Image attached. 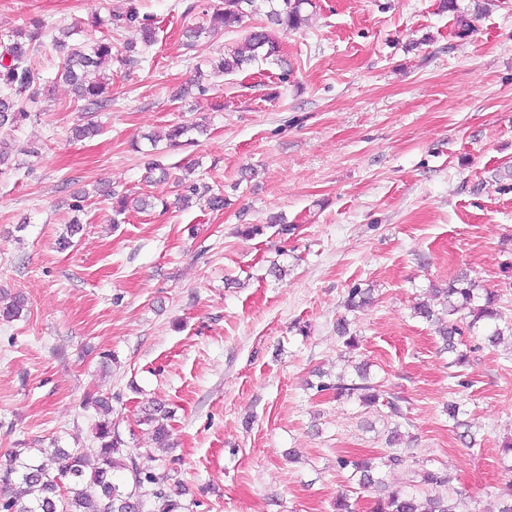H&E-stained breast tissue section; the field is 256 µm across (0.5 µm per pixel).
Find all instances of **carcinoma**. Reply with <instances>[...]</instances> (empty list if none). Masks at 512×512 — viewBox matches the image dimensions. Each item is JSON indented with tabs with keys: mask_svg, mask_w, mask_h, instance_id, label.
<instances>
[{
	"mask_svg": "<svg viewBox=\"0 0 512 512\" xmlns=\"http://www.w3.org/2000/svg\"><path fill=\"white\" fill-rule=\"evenodd\" d=\"M256 0H224V9L217 12L214 21L220 27L238 28L250 14L255 12ZM280 9L273 8L268 21L287 29H298L307 21L303 7L311 0H282ZM139 15L131 5L125 12L128 27L135 29L136 38L125 43L132 51L137 43L149 46L154 42L153 31L138 22ZM45 33L36 27L27 34L26 40H14L8 48L11 62L0 67V131L20 127L30 118L26 106L19 96L27 92L34 99L43 90L45 79L28 66L35 48L43 43ZM53 45L65 53L61 76L74 86L78 97L85 101L87 114L102 111L112 106V97L106 95L105 82H91L88 75L100 72L113 59L112 42L107 39L92 44L65 43L53 37ZM278 52L276 42L266 28L251 31L242 46L233 53L222 56L212 64V69L233 74L259 60H267ZM188 191L200 197L208 209H224V192L208 186L199 188L192 184ZM434 299L440 301L443 316H438L435 305L421 302L414 307L418 317L436 324V333L444 348L454 354L450 365L461 367L467 363V354L458 350L460 337L483 322L490 327L485 341L491 347L500 345L504 337L512 339V320L505 321L500 309V297L495 291H479L477 285L464 274L455 277L446 288L432 289ZM371 300V289H350L346 307L354 311ZM25 298L17 295L9 302L0 299V320L9 322L19 318L25 309ZM357 379H346L339 374L330 382H321L320 391L334 390L336 396L357 398L365 405L381 403L391 415L403 416L400 398L386 396L376 386L367 382L366 374L355 367ZM100 420L96 424L97 448L93 449L95 463L89 464L88 454L82 450H63L50 466L35 457H21L18 452L9 454V460L0 463V512H180L183 505L165 488L155 485L152 474L143 471L135 457L127 450L125 441L112 426L109 415V399L98 397L90 400ZM171 411L160 403L144 409L139 422L152 427L155 440L163 445L169 436L168 421ZM338 467L352 469L358 483L364 488L375 487L382 491L374 512H458L461 503L460 491L448 496L447 489L452 479L447 472L432 469H415L418 462L409 460L399 452L383 457L354 459L349 456L337 458ZM407 469L419 478V482L434 491L425 502L397 488L382 489L385 479L382 468Z\"/></svg>",
	"mask_w": 512,
	"mask_h": 512,
	"instance_id": "obj_1",
	"label": "carcinoma"
}]
</instances>
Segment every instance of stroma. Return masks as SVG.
Wrapping results in <instances>:
<instances>
[{"label":"stroma","instance_id":"obj_1","mask_svg":"<svg viewBox=\"0 0 512 512\" xmlns=\"http://www.w3.org/2000/svg\"><path fill=\"white\" fill-rule=\"evenodd\" d=\"M454 3L312 0L306 27L276 32L279 58L182 98L197 65L265 24L266 0L191 47L184 30L208 26L224 0H137L155 42L112 63V108L82 140L61 53L48 41L34 51L49 85L27 102L33 117L0 167V289L27 299L20 318L0 321V455L96 447L85 399L102 395L139 466L182 488L186 512H334L341 494L370 512L374 492L336 460L389 454L396 427L399 452L447 470L467 512H498L512 481L501 453L512 345L490 347L475 330L455 370L413 313L463 270L512 319V0ZM127 6L0 0V63L13 32L36 21L122 50L134 31L115 18ZM194 123L208 132L193 144L149 141ZM186 177L223 188L224 209L178 205ZM106 187L158 203L117 217ZM273 216L292 233L268 227ZM75 218L82 231L59 249ZM248 224L263 233L243 236ZM356 285L373 300L350 312ZM342 318L356 350L336 333ZM351 361L400 397L404 419L316 391L320 373ZM150 399L174 413L171 449L139 421ZM461 422L476 446L461 445Z\"/></svg>","mask_w":512,"mask_h":512}]
</instances>
